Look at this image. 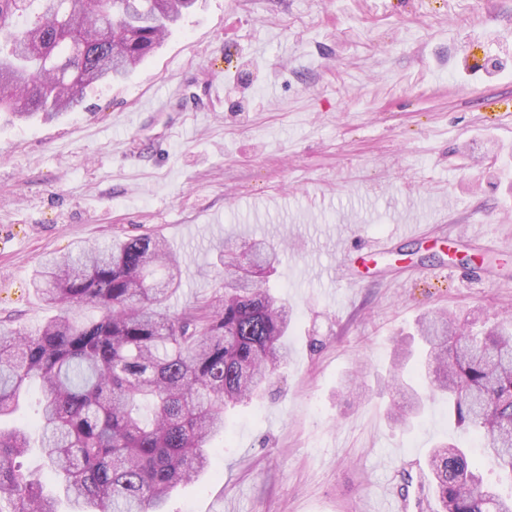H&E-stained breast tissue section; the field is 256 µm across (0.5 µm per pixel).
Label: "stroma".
<instances>
[{
	"label": "stroma",
	"mask_w": 512,
	"mask_h": 512,
	"mask_svg": "<svg viewBox=\"0 0 512 512\" xmlns=\"http://www.w3.org/2000/svg\"><path fill=\"white\" fill-rule=\"evenodd\" d=\"M143 234L181 264L174 313L223 293L225 238L283 242L268 285L293 312L287 364L169 512H372L429 479L469 436L438 405L394 422L377 377L424 313H512V0H196L78 111L0 112L1 320L51 317L46 256Z\"/></svg>",
	"instance_id": "stroma-1"
}]
</instances>
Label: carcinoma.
Listing matches in <instances>:
<instances>
[{"instance_id":"1","label":"carcinoma","mask_w":512,"mask_h":512,"mask_svg":"<svg viewBox=\"0 0 512 512\" xmlns=\"http://www.w3.org/2000/svg\"><path fill=\"white\" fill-rule=\"evenodd\" d=\"M37 11L26 23L16 19ZM195 0H0V112L53 118L82 105L83 89L125 76ZM271 242L218 249L224 294L178 314L167 301L181 271L165 240L143 235L46 260L33 281L59 313L34 335L0 325V419L40 386L39 444L57 479L47 491L21 470L24 427H0V500L10 512H167L172 492L211 464L224 410L257 398L288 362V303L266 287ZM97 319L79 318L85 306ZM418 367L389 389L416 412L423 395L480 442L498 480L472 451L431 449L442 512H512V319L476 330L456 318L419 322Z\"/></svg>"}]
</instances>
